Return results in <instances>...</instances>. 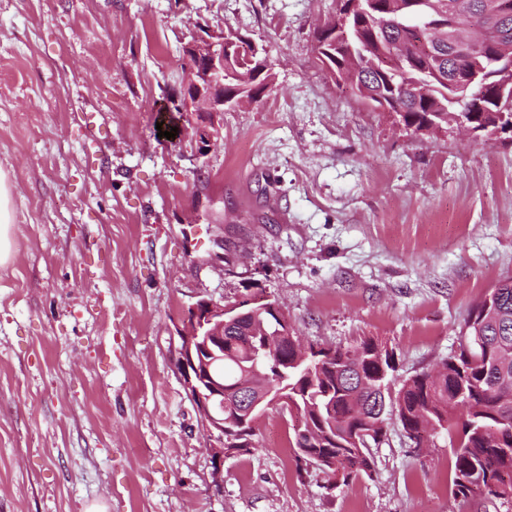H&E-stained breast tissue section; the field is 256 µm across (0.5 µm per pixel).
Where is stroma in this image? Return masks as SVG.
I'll use <instances>...</instances> for the list:
<instances>
[{
    "mask_svg": "<svg viewBox=\"0 0 512 512\" xmlns=\"http://www.w3.org/2000/svg\"><path fill=\"white\" fill-rule=\"evenodd\" d=\"M337 0H0V512H512L456 498L448 440L398 423L373 470L329 488L288 414L225 459L176 369L198 300L276 301L302 343L393 350L396 380L452 355L512 276V145L432 136L367 109L322 69ZM233 28L274 88L199 152L176 112L183 46ZM12 194L5 175L0 173V266L12 257V235L14 214L11 205Z\"/></svg>",
    "mask_w": 512,
    "mask_h": 512,
    "instance_id": "stroma-1",
    "label": "stroma"
}]
</instances>
